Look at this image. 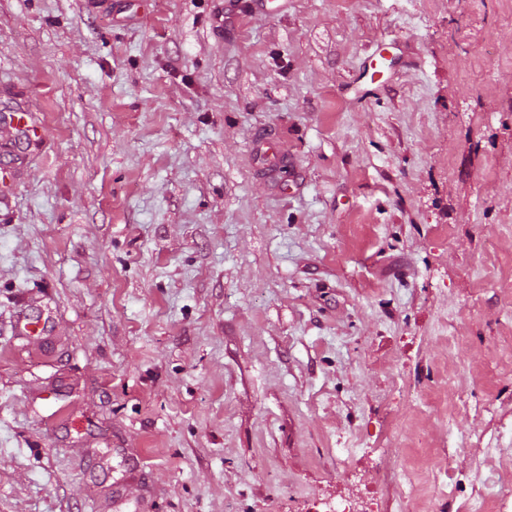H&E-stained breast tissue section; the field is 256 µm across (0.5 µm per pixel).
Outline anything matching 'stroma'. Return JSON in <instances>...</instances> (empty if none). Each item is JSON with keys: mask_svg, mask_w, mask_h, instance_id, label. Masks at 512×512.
<instances>
[{"mask_svg": "<svg viewBox=\"0 0 512 512\" xmlns=\"http://www.w3.org/2000/svg\"><path fill=\"white\" fill-rule=\"evenodd\" d=\"M0 158V512H512V0H0Z\"/></svg>", "mask_w": 512, "mask_h": 512, "instance_id": "35a3bbf8", "label": "stroma"}]
</instances>
